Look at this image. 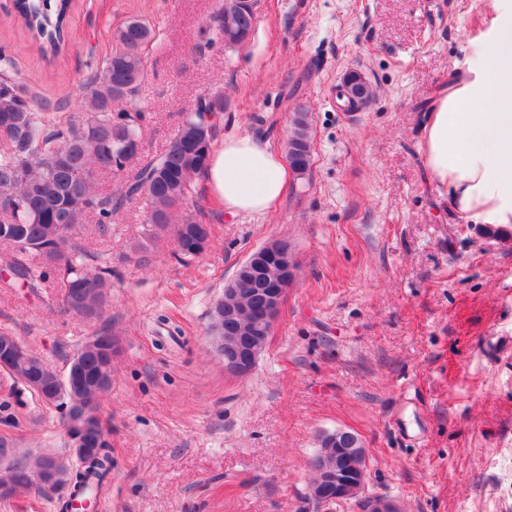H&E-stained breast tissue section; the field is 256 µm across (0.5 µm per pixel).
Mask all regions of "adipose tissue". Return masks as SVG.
I'll return each mask as SVG.
<instances>
[{"label": "adipose tissue", "instance_id": "1", "mask_svg": "<svg viewBox=\"0 0 512 512\" xmlns=\"http://www.w3.org/2000/svg\"><path fill=\"white\" fill-rule=\"evenodd\" d=\"M489 30L472 42L468 69L452 76L423 127L424 164L449 206L475 224H512V0H494ZM230 216L265 214L290 171L266 141L230 136L204 171Z\"/></svg>", "mask_w": 512, "mask_h": 512}]
</instances>
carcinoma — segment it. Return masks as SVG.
<instances>
[{
  "instance_id": "cac0c4a2",
  "label": "carcinoma",
  "mask_w": 512,
  "mask_h": 512,
  "mask_svg": "<svg viewBox=\"0 0 512 512\" xmlns=\"http://www.w3.org/2000/svg\"><path fill=\"white\" fill-rule=\"evenodd\" d=\"M26 26L40 40L41 48L57 53L51 33L64 24L68 0H19ZM256 15L243 0H224V10L204 33L230 48L246 42ZM155 30L145 19L127 21L113 34L115 49L91 69L84 84V112L65 125L45 118L22 84L3 73L0 77V245L11 252L6 263L11 275L37 292L46 283L63 285L62 305L77 314H88L105 300L112 287V265H91L88 251L76 241L80 227L94 220L98 231H108L112 214L123 205L148 202V230L173 228L177 255L183 260L205 251L195 232L201 221L186 215L173 223V213L188 205L194 177L204 171L224 113V96L201 93L183 114L175 136L151 161L135 166L142 150L145 113L134 104L147 74V53ZM130 102V109L114 111V104ZM305 113L299 112L288 139L287 160L300 179L311 170L312 155ZM124 175L108 193L99 179L112 173ZM41 260L38 269L26 260ZM258 285L240 278L224 293V305L236 313V326L224 333V352L233 353L239 340L258 328L255 309ZM13 348L8 375L29 388L48 407L69 413L95 394V381L112 358V336L88 338L77 350L64 373L46 365L16 336L0 332V353ZM90 427L103 437L98 453L74 464L69 473L70 495L90 499L103 491L112 473V443L97 418ZM338 445L333 436L321 439L318 458L311 468L316 478L336 468ZM32 485L27 466H12L0 480V495Z\"/></svg>"
}]
</instances>
